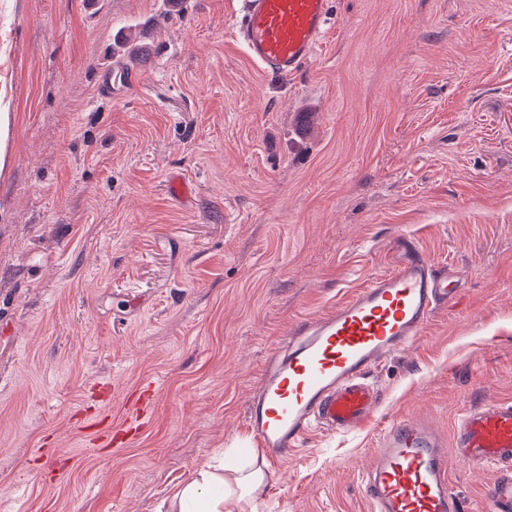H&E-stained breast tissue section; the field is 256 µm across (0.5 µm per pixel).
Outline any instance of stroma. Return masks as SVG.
<instances>
[{"label":"stroma","mask_w":512,"mask_h":512,"mask_svg":"<svg viewBox=\"0 0 512 512\" xmlns=\"http://www.w3.org/2000/svg\"><path fill=\"white\" fill-rule=\"evenodd\" d=\"M230 8L0 0L8 512H157L202 459L247 464L269 354L407 240L458 299L374 371L369 430L309 432L257 512H371L361 478L395 419L449 441L466 410L512 399V0H332L287 80L247 60ZM111 68L132 76L115 98ZM146 387V427L107 445ZM448 476L463 512H488L499 471L452 453Z\"/></svg>","instance_id":"obj_1"}]
</instances>
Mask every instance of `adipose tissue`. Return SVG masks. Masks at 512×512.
<instances>
[{
    "mask_svg": "<svg viewBox=\"0 0 512 512\" xmlns=\"http://www.w3.org/2000/svg\"><path fill=\"white\" fill-rule=\"evenodd\" d=\"M261 467L221 472L206 461L173 492L169 512H247L254 507L264 484Z\"/></svg>",
    "mask_w": 512,
    "mask_h": 512,
    "instance_id": "ef3b65f1",
    "label": "adipose tissue"
}]
</instances>
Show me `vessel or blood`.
Segmentation results:
<instances>
[{"label": "vessel or blood", "instance_id": "vessel-or-blood-1", "mask_svg": "<svg viewBox=\"0 0 512 512\" xmlns=\"http://www.w3.org/2000/svg\"><path fill=\"white\" fill-rule=\"evenodd\" d=\"M230 28L247 59L273 77L311 62L334 23L331 0H234ZM457 293L446 270L407 248L393 271L374 276L324 315L286 334L254 389L247 427L271 462L288 463L304 435L366 427L381 391L372 379L387 358L411 345L435 311ZM504 473L493 512H512V400H491L457 421L453 445L421 419L394 421L363 475L373 512H461L447 451Z\"/></svg>", "mask_w": 512, "mask_h": 512}]
</instances>
